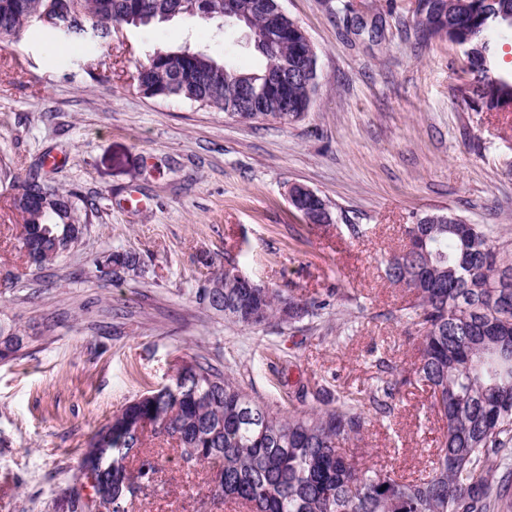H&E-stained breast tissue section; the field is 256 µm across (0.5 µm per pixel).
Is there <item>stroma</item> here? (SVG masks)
Returning <instances> with one entry per match:
<instances>
[{
  "label": "stroma",
  "mask_w": 512,
  "mask_h": 512,
  "mask_svg": "<svg viewBox=\"0 0 512 512\" xmlns=\"http://www.w3.org/2000/svg\"><path fill=\"white\" fill-rule=\"evenodd\" d=\"M382 14L386 38L345 31L336 0H279L318 56L319 89L305 117L246 123L178 98L143 95L134 76L159 49L188 47L249 69L260 60L239 26L190 16L125 26L102 49L31 28L0 47V317L43 327L23 358L0 362V512H69L62 489L92 432L177 364L199 356L255 399L287 405L281 371L310 386L376 385L384 365L412 369L417 349L398 318L408 300L384 261L404 228L435 210L488 224L512 244V112H475L455 94L460 50L421 42L415 0H350ZM48 175L92 203L70 254L39 270L18 240L12 178L49 155ZM300 183L338 206L335 223L306 224L285 195ZM137 194L148 203L129 209ZM140 253V277L103 283L93 261ZM272 288L330 297L296 328L244 329L199 304L227 264ZM427 388L405 385L391 417H369V465L425 469L439 424ZM158 480L130 512H249L201 497L208 475L153 441Z\"/></svg>",
  "instance_id": "obj_1"
}]
</instances>
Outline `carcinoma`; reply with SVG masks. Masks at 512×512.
<instances>
[{
	"instance_id": "1",
	"label": "carcinoma",
	"mask_w": 512,
	"mask_h": 512,
	"mask_svg": "<svg viewBox=\"0 0 512 512\" xmlns=\"http://www.w3.org/2000/svg\"><path fill=\"white\" fill-rule=\"evenodd\" d=\"M262 2L257 28L268 22L278 0ZM225 0H0V44L20 40L37 26L71 40L104 45L112 29L135 18L168 20L179 15L204 21L224 18ZM346 28L373 42L385 39L381 15L367 19L338 0ZM415 31L425 41L459 47L476 65L473 80L457 93L475 112L512 109V74L500 72L494 33L512 32V0H420ZM288 42L254 44L262 65L241 70L189 48L159 50L137 69V86L148 97L180 98L229 113L227 90L248 80L256 89L266 73L293 65L307 35L293 19ZM288 70V111L263 99L251 121L286 125L310 109L318 87L317 54ZM14 206L23 220L21 240L33 265L43 268L69 254L82 237L79 195L52 184L43 165L14 177ZM336 219L322 196L309 202ZM446 224L424 218L406 225L413 249L401 248L385 265L387 279L412 299L399 318L413 328L418 362L401 379L369 391L332 395L298 381L288 390V410L273 409L244 392L230 376L195 357L182 361L170 382L129 402L90 437L72 485L63 490L72 512H85L82 490L105 512H128L157 473L144 448L161 439L176 447L189 468H209L208 494L231 499L251 512H512V249L494 230L446 211ZM144 262L132 251H107L94 260L96 277L108 269L138 274ZM236 267L216 271L199 303L224 321L245 328L293 327L319 315L323 301L275 288H241ZM36 337L0 321V361L14 360ZM431 392L430 410L442 422L435 459L418 478L359 465L342 445L361 436L366 414H392L391 401L405 384ZM336 397V406L324 407ZM308 404L299 410L294 401Z\"/></svg>"
}]
</instances>
